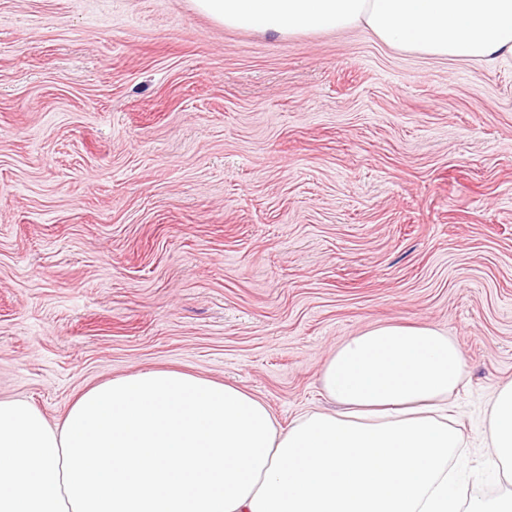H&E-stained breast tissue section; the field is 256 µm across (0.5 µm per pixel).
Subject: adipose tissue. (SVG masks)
Returning a JSON list of instances; mask_svg holds the SVG:
<instances>
[{"label":"adipose tissue","instance_id":"adipose-tissue-1","mask_svg":"<svg viewBox=\"0 0 512 512\" xmlns=\"http://www.w3.org/2000/svg\"><path fill=\"white\" fill-rule=\"evenodd\" d=\"M221 25L289 38L365 30L399 50L512 58V0H192ZM460 347L427 326L384 324L327 359L338 411L281 427L252 393L152 369L96 384L50 425L0 399V512H512V382L489 400L485 440L507 488L462 500L447 402Z\"/></svg>","mask_w":512,"mask_h":512}]
</instances>
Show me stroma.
<instances>
[{"label": "stroma", "instance_id": "stroma-1", "mask_svg": "<svg viewBox=\"0 0 512 512\" xmlns=\"http://www.w3.org/2000/svg\"><path fill=\"white\" fill-rule=\"evenodd\" d=\"M386 323L460 345L450 465L502 493L511 59L280 39L189 0H0V398L55 426L85 387L181 369L285 427L334 411L328 355ZM485 440L492 452L490 465L500 481L512 485V382L489 400Z\"/></svg>", "mask_w": 512, "mask_h": 512}]
</instances>
